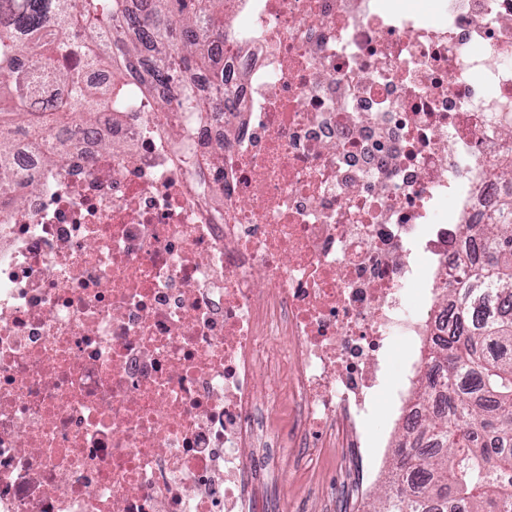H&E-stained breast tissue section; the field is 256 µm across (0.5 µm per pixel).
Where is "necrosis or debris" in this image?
Masks as SVG:
<instances>
[{"label":"necrosis or debris","mask_w":512,"mask_h":512,"mask_svg":"<svg viewBox=\"0 0 512 512\" xmlns=\"http://www.w3.org/2000/svg\"><path fill=\"white\" fill-rule=\"evenodd\" d=\"M227 0L205 120L73 121L0 209V512H278L327 451L369 512L391 351L429 348L512 196V0ZM433 257L426 269L417 249ZM435 402L402 397L415 439ZM296 480L293 475L284 477L281 487L282 507L280 512H298L303 508V503L297 496Z\"/></svg>","instance_id":"obj_1"}]
</instances>
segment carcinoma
I'll return each mask as SVG.
<instances>
[{
  "label": "carcinoma",
  "instance_id": "cac0c4a2",
  "mask_svg": "<svg viewBox=\"0 0 512 512\" xmlns=\"http://www.w3.org/2000/svg\"><path fill=\"white\" fill-rule=\"evenodd\" d=\"M139 35L122 22L129 0H0V128L26 130L30 149L51 166L63 164L67 147L54 146L47 127L76 118L90 121L108 107L121 111L132 97L127 76L151 58L140 94L177 86L179 106L203 117L208 100L196 87L199 71L215 66L210 46L224 36V0H150ZM97 35L89 55L81 39ZM42 51L36 67L70 86V96L38 119L44 102L33 95L42 78L14 65L21 53ZM85 56L90 67H108L112 81L97 87L62 62ZM13 145L0 136V206L19 200L22 178L13 167ZM483 262L468 271L451 300L455 327L430 349L440 370L442 413L423 432L438 451L424 457L411 441L394 450L385 489L371 512H512V198L496 223L483 227Z\"/></svg>",
  "mask_w": 512,
  "mask_h": 512
}]
</instances>
